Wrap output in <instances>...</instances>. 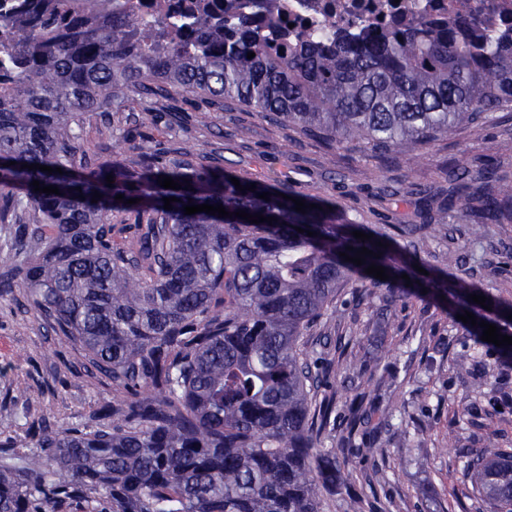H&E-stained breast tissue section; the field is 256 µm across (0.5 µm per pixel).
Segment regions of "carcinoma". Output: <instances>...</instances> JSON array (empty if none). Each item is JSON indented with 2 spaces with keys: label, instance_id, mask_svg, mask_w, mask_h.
Listing matches in <instances>:
<instances>
[{
  "label": "carcinoma",
  "instance_id": "cac0c4a2",
  "mask_svg": "<svg viewBox=\"0 0 512 512\" xmlns=\"http://www.w3.org/2000/svg\"><path fill=\"white\" fill-rule=\"evenodd\" d=\"M114 2L23 0L0 12V223L12 260L0 288L25 289L53 332L129 395L81 427L41 423L0 441V512H321V492L336 485V449L320 446L332 403L316 402L327 370L307 344L336 288L367 279L409 293L420 282L510 337L512 321L496 312L512 305L488 297V311L469 298L474 289L418 273L413 242H363L352 235L361 226L336 223L327 208L301 213L274 191L265 201L267 188L240 191L222 169L187 173L149 157L132 173L74 145L67 127L119 91L176 92L237 101L375 150L423 147L512 108V34L424 22L279 51L248 28L227 39L214 11L174 38ZM161 175L182 189L161 187ZM462 175L497 183L512 204V181L496 170ZM34 180L60 194L35 191ZM453 181L438 213L462 198L483 218L476 232L497 220L499 200ZM165 197L178 198L170 210ZM200 204L231 216L184 214ZM239 210L276 221L250 223ZM114 211L140 217L124 243L112 240ZM364 247L379 257L358 266L340 256ZM372 264L389 279L367 274ZM467 469L495 512H512V452L491 444Z\"/></svg>",
  "mask_w": 512,
  "mask_h": 512
}]
</instances>
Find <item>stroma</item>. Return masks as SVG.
Segmentation results:
<instances>
[{"mask_svg":"<svg viewBox=\"0 0 512 512\" xmlns=\"http://www.w3.org/2000/svg\"><path fill=\"white\" fill-rule=\"evenodd\" d=\"M110 119L89 112L71 130L83 148L137 171L141 155L194 171L221 166L238 179L323 204L340 224L366 234L388 232L407 205L384 195L396 185L435 193L449 168L475 160L512 179V111L437 136L422 148L387 154L356 141L338 142L288 122L260 117L225 101L175 95L151 101L118 94ZM462 207L416 233L425 265L448 280L512 303V213L473 236ZM336 315L313 328V357L330 373L324 396L334 401L323 447L336 451L340 479L322 493V512H493L464 467L466 456L494 443L512 448V360L470 335L446 306L425 294L379 287L336 292ZM0 440L24 437L47 421L79 427L125 392L87 368L84 351L61 341L22 290L0 293ZM361 402L371 417L349 426Z\"/></svg>","mask_w":512,"mask_h":512,"instance_id":"obj_1","label":"stroma"}]
</instances>
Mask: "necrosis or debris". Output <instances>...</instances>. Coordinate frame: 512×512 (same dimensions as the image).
Here are the masks:
<instances>
[{"mask_svg": "<svg viewBox=\"0 0 512 512\" xmlns=\"http://www.w3.org/2000/svg\"><path fill=\"white\" fill-rule=\"evenodd\" d=\"M139 23L178 28L196 9L224 7V26H248L271 44L355 42L375 22L464 20L487 36L512 32V0H119Z\"/></svg>", "mask_w": 512, "mask_h": 512, "instance_id": "1", "label": "necrosis or debris"}]
</instances>
